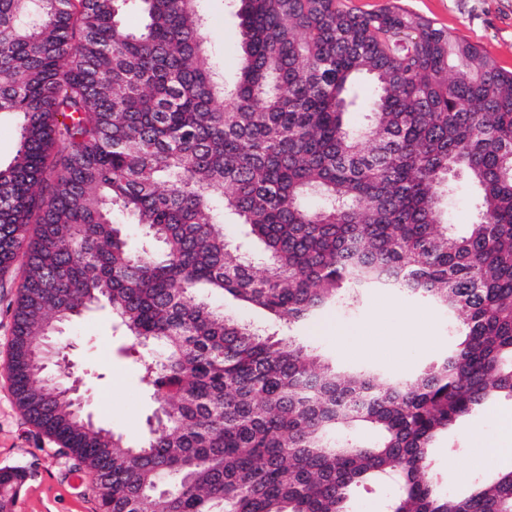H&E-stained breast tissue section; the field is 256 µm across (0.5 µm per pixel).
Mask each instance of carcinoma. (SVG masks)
<instances>
[{
  "label": "carcinoma",
  "mask_w": 512,
  "mask_h": 512,
  "mask_svg": "<svg viewBox=\"0 0 512 512\" xmlns=\"http://www.w3.org/2000/svg\"><path fill=\"white\" fill-rule=\"evenodd\" d=\"M198 2L0 0V117L18 130L0 166V271L23 257L16 404L93 485L112 482L98 512H350L356 490L388 480L385 512H512V471L461 493L432 475L439 437L512 400V72L396 3L234 0L228 87ZM130 12L141 29L123 25ZM462 179L476 218L444 223ZM115 209L136 216L139 248ZM226 212L263 245L262 272L226 240ZM366 288L447 309L457 343L379 384L213 303L227 293L291 326ZM100 303L156 405L136 444L84 414L56 370L61 327ZM24 480L0 469V512Z\"/></svg>",
  "instance_id": "1"
}]
</instances>
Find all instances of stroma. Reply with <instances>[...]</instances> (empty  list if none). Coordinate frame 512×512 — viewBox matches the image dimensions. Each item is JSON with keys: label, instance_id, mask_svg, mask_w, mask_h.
<instances>
[{"label": "stroma", "instance_id": "obj_1", "mask_svg": "<svg viewBox=\"0 0 512 512\" xmlns=\"http://www.w3.org/2000/svg\"><path fill=\"white\" fill-rule=\"evenodd\" d=\"M402 7L480 46L498 66L512 71V0H401ZM207 17L210 59L225 83L236 79L240 27L232 0H201ZM22 263L0 272V468L25 470L14 512H98L90 476L72 468L54 439L27 422L11 393L8 371L11 310L21 283ZM293 335L316 348L336 371L370 369L384 378L414 375L453 344L456 327L448 312L396 291L368 289L347 310L329 308ZM69 369L83 381L93 417L129 440L141 438L154 403L132 359L130 341L106 308L84 313L60 338ZM512 400L478 410L457 425L435 450L434 472L448 491L512 469V456L480 454L469 434L498 440L499 415Z\"/></svg>", "mask_w": 512, "mask_h": 512}]
</instances>
